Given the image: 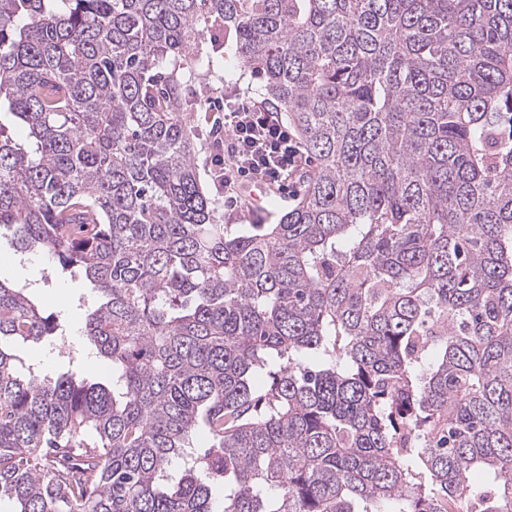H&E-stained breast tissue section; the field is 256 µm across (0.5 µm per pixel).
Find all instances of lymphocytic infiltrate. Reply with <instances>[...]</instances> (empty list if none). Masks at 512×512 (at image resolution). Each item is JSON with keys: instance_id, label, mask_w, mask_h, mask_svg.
<instances>
[{"instance_id": "f902f5d3", "label": "lymphocytic infiltrate", "mask_w": 512, "mask_h": 512, "mask_svg": "<svg viewBox=\"0 0 512 512\" xmlns=\"http://www.w3.org/2000/svg\"><path fill=\"white\" fill-rule=\"evenodd\" d=\"M208 109L223 106V152H211V173L226 193H242L245 183L283 186L299 178L310 161L282 113L265 102L226 95L207 100Z\"/></svg>"}]
</instances>
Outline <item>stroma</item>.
Returning a JSON list of instances; mask_svg holds the SVG:
<instances>
[{
  "label": "stroma",
  "instance_id": "obj_1",
  "mask_svg": "<svg viewBox=\"0 0 512 512\" xmlns=\"http://www.w3.org/2000/svg\"><path fill=\"white\" fill-rule=\"evenodd\" d=\"M174 67L181 82L184 110L196 131V168L200 185L216 202L222 223H278L294 206L303 189L302 183L291 184L286 190H274L261 203L251 206L225 198L209 172L211 127L203 120L204 101L230 90L262 99L264 90L260 79L240 67L232 41L210 30L201 38L198 59L180 60ZM0 279L27 287L43 316L64 323L68 330L67 338L49 336L30 344L24 353L28 363L34 364L42 375L52 378L75 368L92 381L111 378V363L97 356L80 334L87 314L97 301L95 291L81 272L54 273L46 255L39 251L16 255L10 237L4 235L0 237Z\"/></svg>",
  "mask_w": 512,
  "mask_h": 512
}]
</instances>
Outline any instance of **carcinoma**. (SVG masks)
Returning a JSON list of instances; mask_svg holds the SVG:
<instances>
[{"mask_svg":"<svg viewBox=\"0 0 512 512\" xmlns=\"http://www.w3.org/2000/svg\"><path fill=\"white\" fill-rule=\"evenodd\" d=\"M209 28L313 163L277 224L200 190ZM2 106L0 229L112 363L22 372L65 329L0 281L17 512H512V0H0Z\"/></svg>","mask_w":512,"mask_h":512,"instance_id":"1","label":"carcinoma"}]
</instances>
